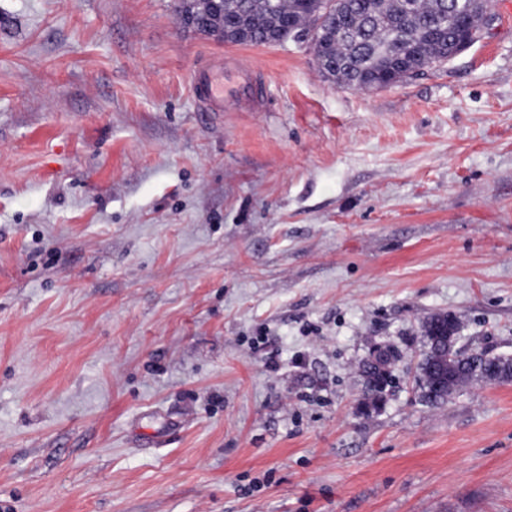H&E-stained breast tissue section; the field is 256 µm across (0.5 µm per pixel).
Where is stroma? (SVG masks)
<instances>
[{
    "instance_id": "obj_1",
    "label": "stroma",
    "mask_w": 512,
    "mask_h": 512,
    "mask_svg": "<svg viewBox=\"0 0 512 512\" xmlns=\"http://www.w3.org/2000/svg\"><path fill=\"white\" fill-rule=\"evenodd\" d=\"M175 5L0 0V512H512V381L411 364L435 313L512 355V6L372 91L236 46L217 114ZM258 69L239 56H205L190 79L194 98L205 112H242L258 109L265 99V83ZM225 74L232 75V86ZM394 365L379 364L369 365L364 360L359 366V371L365 379L364 406L365 408H377V404L384 399L385 391L393 381Z\"/></svg>"
}]
</instances>
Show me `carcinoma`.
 <instances>
[{
    "label": "carcinoma",
    "mask_w": 512,
    "mask_h": 512,
    "mask_svg": "<svg viewBox=\"0 0 512 512\" xmlns=\"http://www.w3.org/2000/svg\"><path fill=\"white\" fill-rule=\"evenodd\" d=\"M336 17H323L322 0H179L177 14L184 28L227 44L267 45L288 26L317 29L319 52L327 65L319 67L326 80L362 89L390 74L405 60H438L446 54L448 38H467L468 15L444 11V0H348ZM460 329L454 316L434 314L422 324L427 351L415 365L420 401L427 406L445 403L463 385L485 380L501 356L490 351H448L442 338ZM394 366L364 361V406L375 408L393 381Z\"/></svg>",
    "instance_id": "1"
}]
</instances>
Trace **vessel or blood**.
<instances>
[{
    "instance_id": "1",
    "label": "vessel or blood",
    "mask_w": 512,
    "mask_h": 512,
    "mask_svg": "<svg viewBox=\"0 0 512 512\" xmlns=\"http://www.w3.org/2000/svg\"><path fill=\"white\" fill-rule=\"evenodd\" d=\"M190 79L197 103L208 112L253 111L266 96L258 69L238 56H205Z\"/></svg>"
}]
</instances>
